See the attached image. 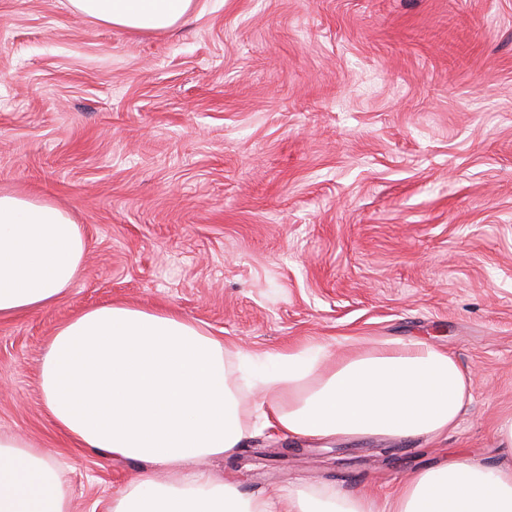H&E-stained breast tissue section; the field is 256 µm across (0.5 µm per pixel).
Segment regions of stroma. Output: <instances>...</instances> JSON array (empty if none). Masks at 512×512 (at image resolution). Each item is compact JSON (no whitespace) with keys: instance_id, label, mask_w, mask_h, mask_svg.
Masks as SVG:
<instances>
[{"instance_id":"stroma-1","label":"stroma","mask_w":512,"mask_h":512,"mask_svg":"<svg viewBox=\"0 0 512 512\" xmlns=\"http://www.w3.org/2000/svg\"><path fill=\"white\" fill-rule=\"evenodd\" d=\"M0 191L87 241L49 307L0 321V432L54 457L73 512L136 461L74 447L40 367L106 303L173 310L240 353L426 340L476 370L434 443L264 430L209 469L245 494L397 493L451 454L492 464L512 412V0H193L132 33L69 0H0Z\"/></svg>"}]
</instances>
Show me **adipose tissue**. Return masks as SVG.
Wrapping results in <instances>:
<instances>
[{
	"label": "adipose tissue",
	"mask_w": 512,
	"mask_h": 512,
	"mask_svg": "<svg viewBox=\"0 0 512 512\" xmlns=\"http://www.w3.org/2000/svg\"><path fill=\"white\" fill-rule=\"evenodd\" d=\"M77 12L132 32L175 26L192 0H71ZM86 240L55 204L0 192V319L51 305L79 277ZM264 368L240 358L261 399L258 420L290 438L434 440L455 430L473 373L423 340L386 341L366 353L330 355L306 343ZM44 406L79 448L141 467L112 512H512V414L496 422L501 459L452 455L409 473L379 499L333 485L246 495L204 458L248 435L224 344L195 322L125 304L87 309L51 338L40 370ZM0 512H71L59 469L43 450L0 433Z\"/></svg>",
	"instance_id": "1"
}]
</instances>
